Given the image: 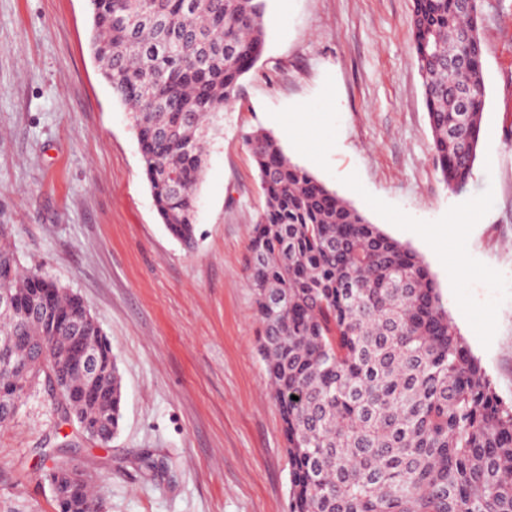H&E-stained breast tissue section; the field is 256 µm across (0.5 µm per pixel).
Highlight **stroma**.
<instances>
[{
	"label": "stroma",
	"instance_id": "obj_1",
	"mask_svg": "<svg viewBox=\"0 0 512 512\" xmlns=\"http://www.w3.org/2000/svg\"><path fill=\"white\" fill-rule=\"evenodd\" d=\"M412 0H266V40L208 145L196 236L151 196L128 113L91 54L88 0H0V224L21 264L81 295L117 357L108 443L47 389L0 425V512H53L71 447L107 512H287L288 455L245 269L265 207L247 137L284 153L426 263L512 401V0H480L486 105L473 178L435 163Z\"/></svg>",
	"mask_w": 512,
	"mask_h": 512
}]
</instances>
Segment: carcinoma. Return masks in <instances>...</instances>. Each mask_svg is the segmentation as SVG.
<instances>
[{
	"mask_svg": "<svg viewBox=\"0 0 512 512\" xmlns=\"http://www.w3.org/2000/svg\"><path fill=\"white\" fill-rule=\"evenodd\" d=\"M94 58L135 132L156 210L190 247L204 131L262 52L266 0H89ZM414 52L444 182L465 190L480 140L485 83L479 5L413 0ZM468 64L448 63L460 44ZM460 90L472 109L459 112ZM265 208L247 264L262 324L259 353L289 464L288 512H512V401L492 386L448 314L424 260L293 162L267 133L249 137ZM0 224V274L16 306L0 310V350L37 363L13 404L52 377L63 419L106 442L122 385L84 299L21 269ZM99 371L75 372L74 337ZM112 421V429L106 422ZM54 512H93L71 459L51 456Z\"/></svg>",
	"mask_w": 512,
	"mask_h": 512,
	"instance_id": "1",
	"label": "carcinoma"
}]
</instances>
